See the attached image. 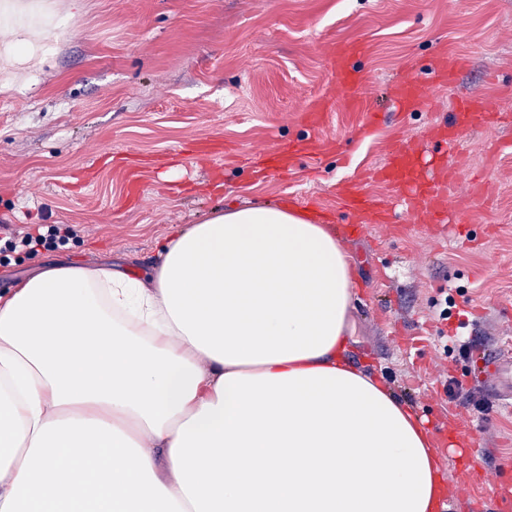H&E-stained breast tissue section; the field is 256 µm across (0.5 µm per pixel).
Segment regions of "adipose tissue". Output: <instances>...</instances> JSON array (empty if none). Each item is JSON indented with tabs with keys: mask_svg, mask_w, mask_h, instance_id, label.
Returning <instances> with one entry per match:
<instances>
[{
	"mask_svg": "<svg viewBox=\"0 0 512 512\" xmlns=\"http://www.w3.org/2000/svg\"><path fill=\"white\" fill-rule=\"evenodd\" d=\"M335 230L216 210L148 277L50 261L0 295V512H437L418 415L352 365Z\"/></svg>",
	"mask_w": 512,
	"mask_h": 512,
	"instance_id": "obj_1",
	"label": "adipose tissue"
}]
</instances>
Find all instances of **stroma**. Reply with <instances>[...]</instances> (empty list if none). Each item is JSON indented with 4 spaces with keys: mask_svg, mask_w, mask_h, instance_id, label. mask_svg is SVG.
I'll return each mask as SVG.
<instances>
[{
    "mask_svg": "<svg viewBox=\"0 0 512 512\" xmlns=\"http://www.w3.org/2000/svg\"><path fill=\"white\" fill-rule=\"evenodd\" d=\"M44 2L72 30L54 53H20L43 30L0 21V225L77 234L34 255L0 242V293L40 256L142 273L172 230L213 210L317 197L355 263L348 359L425 418L451 489L444 512H473L491 485L512 483V402L494 395L497 378L473 373L483 353L512 349V123L459 130L467 167L452 195L466 198L481 177V222L416 223L373 182L388 221L352 236L340 196L403 139L430 175L453 165L433 136L454 123L452 100L481 97L512 114V0ZM353 41L366 46L352 61L366 112L348 107L328 65L336 44ZM443 52L467 61L450 85L431 79ZM406 75L424 83V107L392 101ZM316 99L329 108L321 127L304 121ZM447 297L443 320L436 303ZM456 325L472 358L438 336ZM452 375L489 410L450 402ZM470 444L466 467L458 455Z\"/></svg>",
    "mask_w": 512,
    "mask_h": 512,
    "instance_id": "1",
    "label": "stroma"
}]
</instances>
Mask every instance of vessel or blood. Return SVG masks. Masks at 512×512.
Instances as JSON below:
<instances>
[{
    "instance_id": "vessel-or-blood-1",
    "label": "vessel or blood",
    "mask_w": 512,
    "mask_h": 512,
    "mask_svg": "<svg viewBox=\"0 0 512 512\" xmlns=\"http://www.w3.org/2000/svg\"><path fill=\"white\" fill-rule=\"evenodd\" d=\"M363 52L358 43L337 45L333 54V70L336 81L341 88L350 90V104L359 109L364 100L356 90L361 83V76L351 61ZM464 62L456 56H448L439 60L433 67L434 80L449 83L463 68ZM395 101L403 107H422L427 103L424 85L417 79L410 78L396 85L393 91ZM379 181L386 184L398 200L416 217L424 222H434L447 213H454L457 221L476 223L480 220L478 201L482 196L481 189H473L469 198L459 203L456 208H449L448 197L439 186L429 183L416 168L415 151L409 147H400L393 151L386 164L376 173ZM351 203L353 218L356 223H368L370 218L378 214L379 209L374 199L366 192V184L362 181L351 183L346 189Z\"/></svg>"
}]
</instances>
